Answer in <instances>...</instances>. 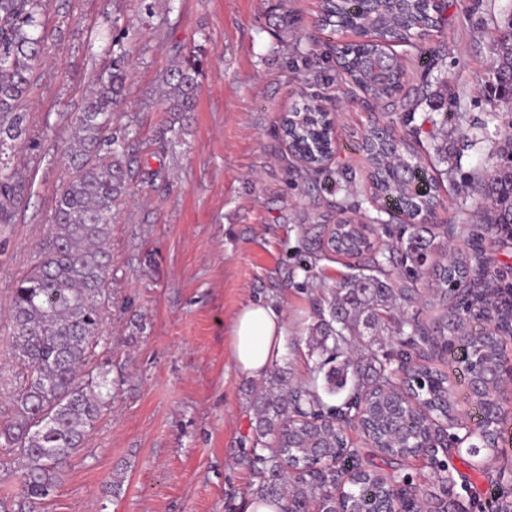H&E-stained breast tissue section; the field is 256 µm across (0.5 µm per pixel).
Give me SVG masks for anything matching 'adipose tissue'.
Instances as JSON below:
<instances>
[{"label": "adipose tissue", "mask_w": 512, "mask_h": 512, "mask_svg": "<svg viewBox=\"0 0 512 512\" xmlns=\"http://www.w3.org/2000/svg\"><path fill=\"white\" fill-rule=\"evenodd\" d=\"M285 334L282 311L260 299L250 302L231 325L235 369L255 379L264 377L281 353Z\"/></svg>", "instance_id": "adipose-tissue-1"}]
</instances>
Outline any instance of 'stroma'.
Returning a JSON list of instances; mask_svg holds the SVG:
<instances>
[{
	"label": "stroma",
	"mask_w": 512,
	"mask_h": 512,
	"mask_svg": "<svg viewBox=\"0 0 512 512\" xmlns=\"http://www.w3.org/2000/svg\"><path fill=\"white\" fill-rule=\"evenodd\" d=\"M510 14L512 0H445L428 54L410 56L390 106L343 74L337 52L355 35L322 26L320 0H154L149 11L141 0H52L46 61L28 107L41 147L13 159L30 190L0 250V310L36 259L70 176L72 125L114 40L127 53L115 119L128 127L138 163L112 225V305L97 348L110 364L112 407L65 466L46 512H242L254 482L245 461L252 380L232 363V321L257 299L282 309L286 335L273 367L308 380L319 360L310 348L312 304L358 260H323L307 273L306 247L325 242L343 210L365 224L374 216L361 150L371 127L394 128L440 175L431 223L447 227L448 241L476 255L488 275L512 282V239L485 230L470 183L492 166L491 143L512 122L491 88L495 33ZM189 54L202 62L197 109L166 111V74ZM306 97L336 124L334 155L314 184L281 130L283 114ZM409 355L447 374L456 418L475 426L448 354ZM348 436L362 469L391 482L408 475L414 490L428 491L426 456L391 458L361 429ZM510 466L512 430L490 466L454 447L450 512H491L502 496L512 502V482L499 476Z\"/></svg>",
	"instance_id": "1"
}]
</instances>
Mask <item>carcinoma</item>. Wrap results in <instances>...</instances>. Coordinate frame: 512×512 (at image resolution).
<instances>
[{"instance_id":"carcinoma-1","label":"carcinoma","mask_w":512,"mask_h":512,"mask_svg":"<svg viewBox=\"0 0 512 512\" xmlns=\"http://www.w3.org/2000/svg\"><path fill=\"white\" fill-rule=\"evenodd\" d=\"M50 0H0V247L18 223L29 183L4 162L8 150L35 152L39 135L30 126L26 103L37 89L34 73L45 54L44 20ZM431 0H324L322 22L345 18L372 42L345 48L344 69L358 83H370L366 61L418 40L432 24ZM125 53L92 82L66 154L72 172L54 198L52 224L37 260L16 277L7 307L13 360L24 383L11 397L13 413L0 422V447L19 475L18 495L9 510L40 512L61 480L66 459L83 447L103 410L112 405L107 364L93 363L110 302L106 288L112 267L113 207L126 194L131 160L124 129L114 128L113 106L126 80ZM202 64L184 56L165 78L170 112L195 111ZM403 69H393L371 88L379 99L400 92ZM495 90L507 95L512 83V13L498 29L493 66ZM288 147L302 159L305 175L317 177L333 152L325 110L309 100L282 121ZM370 165L372 205L389 218L426 217L439 204L440 185L408 150L377 128L364 136ZM500 158L484 184L489 209L485 229L512 238V122L504 140L492 147ZM437 234L410 225L399 246L373 248L363 225L344 218L328 230L326 250L347 257L366 255L363 268L343 276L312 326V347L327 354L316 375L292 386L275 372L253 393V443L248 463L258 478L254 494L281 504L280 512H388L398 504L392 487L353 464L345 427L356 425L389 457L414 455L426 431V416H444L451 393L447 376L425 365L412 370L398 360L403 347L440 344L464 374L486 433L484 451H498L502 418H488L483 392L496 388L503 337L512 334V303L497 307L484 291L512 283L477 280L463 295L470 275H482L463 252L425 271ZM428 275V288L446 307L426 326L405 314L418 295L414 283ZM388 330L400 348L377 353L372 337ZM332 367H327V364ZM347 393L343 406L326 401ZM363 409L361 417L352 410Z\"/></svg>"}]
</instances>
